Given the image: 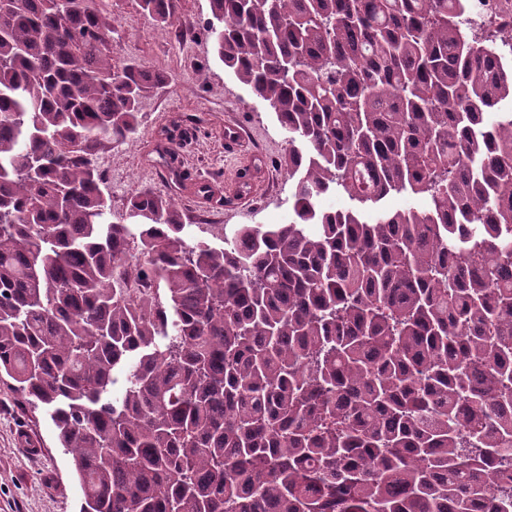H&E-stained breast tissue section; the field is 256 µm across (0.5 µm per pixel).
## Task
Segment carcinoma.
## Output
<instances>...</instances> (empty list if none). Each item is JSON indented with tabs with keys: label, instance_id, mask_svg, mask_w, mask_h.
<instances>
[{
	"label": "carcinoma",
	"instance_id": "obj_1",
	"mask_svg": "<svg viewBox=\"0 0 512 512\" xmlns=\"http://www.w3.org/2000/svg\"><path fill=\"white\" fill-rule=\"evenodd\" d=\"M104 2L0 0V380L81 512H512V67L467 0H209L289 135L288 223L222 246L150 191L114 218L95 158L168 75Z\"/></svg>",
	"mask_w": 512,
	"mask_h": 512
}]
</instances>
